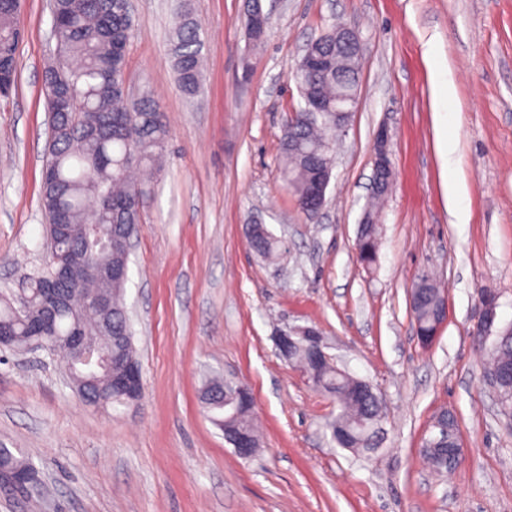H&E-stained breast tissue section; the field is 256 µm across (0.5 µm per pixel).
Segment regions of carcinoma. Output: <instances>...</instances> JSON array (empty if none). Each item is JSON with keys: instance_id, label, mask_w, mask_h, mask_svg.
I'll return each mask as SVG.
<instances>
[{"instance_id": "obj_1", "label": "carcinoma", "mask_w": 512, "mask_h": 512, "mask_svg": "<svg viewBox=\"0 0 512 512\" xmlns=\"http://www.w3.org/2000/svg\"><path fill=\"white\" fill-rule=\"evenodd\" d=\"M52 19L56 25L58 53L66 61L63 82L55 79L57 65L50 64L44 72L45 94L63 92L75 107L58 112L52 122V140L42 181V204L46 219L53 212L65 213L70 238L57 242L52 251L50 269L61 263L81 264L94 261L103 266L130 263L127 229L141 221L140 198L144 185L131 177L133 165L148 169L160 166L168 130L162 119L161 105L148 95L130 105L124 93L125 66L128 47L135 32L131 18L125 17L126 0H53ZM19 0H0V90L10 94L17 77L16 35ZM171 62L178 85L189 98L202 89V40L200 25L191 4L184 2L177 13V22L170 33ZM357 60L349 57L332 59V71L317 88L298 85L301 102L294 112L297 120L294 133L299 140L288 147V132H283L280 150L285 160L281 176L301 206L307 197L312 172L309 156L332 162L336 130V100L358 88ZM317 90L328 103V109L314 115L304 112L307 95ZM112 197V209L99 205L94 192ZM379 224H365L358 234L357 258L371 267L378 258ZM251 249L261 257L276 255L280 241L267 231L254 229L248 233ZM422 291L421 302L414 311L416 330L427 344H432L436 330L435 307L443 298L439 288L427 277L416 284ZM89 293L112 295L116 305L110 311L84 307L80 301L62 309L56 317V335L64 338L77 327L94 336L102 352L125 350L135 357L132 344L121 348L112 345V332L131 331L127 310L120 303L125 285L118 282H91ZM292 362L305 372L312 386L336 400L340 412L336 424L346 429L347 445L356 451H372V443L380 434L381 420L373 404L352 395L355 377L340 372L328 363L314 367L303 351L292 356ZM73 383L94 379L89 388L111 391L110 378L92 374L77 363L72 364ZM224 390V398L235 399L236 384L211 382L202 391L201 403L215 423L224 425V406L214 400L213 392ZM236 425L257 435L252 417V404L238 405ZM436 437L425 440L422 455L437 473L454 469L438 460L431 449ZM29 469L28 461L17 458L10 449L0 448V471Z\"/></svg>"}]
</instances>
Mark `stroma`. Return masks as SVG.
<instances>
[{"mask_svg":"<svg viewBox=\"0 0 512 512\" xmlns=\"http://www.w3.org/2000/svg\"><path fill=\"white\" fill-rule=\"evenodd\" d=\"M129 97L151 93L168 130L145 189L126 286L144 392L136 405L86 406L61 356L0 349V448L32 462L47 494L35 512H512V424L471 336L481 293L512 323V0H278L263 44L245 0H192L206 65L188 102L173 73V0H130ZM344 23L361 49L358 103L335 148L313 222L280 177L279 138L300 94L306 45ZM17 86L0 99V297L19 300L50 266L42 172L50 139L45 66L58 59L49 0H21ZM453 74L452 99L435 70ZM394 187L379 207L378 260L356 256L379 127ZM469 210L444 196L438 145ZM260 218L284 240L257 256ZM431 276L448 320L431 346L409 291ZM317 329L325 352L382 398L384 441L338 447L335 401L283 359L279 335ZM251 393L259 448L238 457L202 408L206 378ZM444 409L463 459L438 476L421 459Z\"/></svg>","mask_w":512,"mask_h":512,"instance_id":"stroma-1","label":"stroma"}]
</instances>
